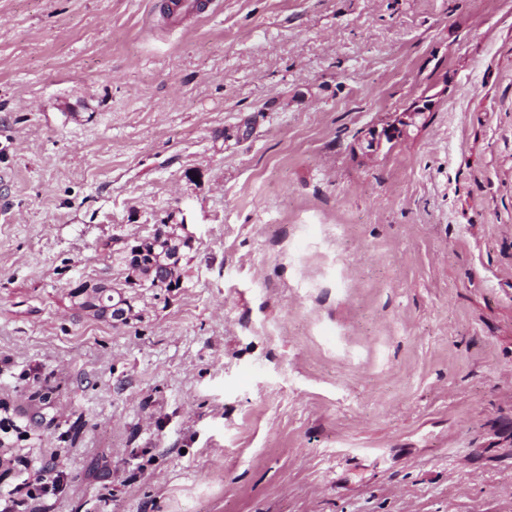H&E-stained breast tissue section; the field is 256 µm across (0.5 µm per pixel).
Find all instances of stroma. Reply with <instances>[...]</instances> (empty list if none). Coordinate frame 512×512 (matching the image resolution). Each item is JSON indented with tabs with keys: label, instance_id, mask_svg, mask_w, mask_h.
I'll use <instances>...</instances> for the list:
<instances>
[{
	"label": "stroma",
	"instance_id": "obj_1",
	"mask_svg": "<svg viewBox=\"0 0 512 512\" xmlns=\"http://www.w3.org/2000/svg\"><path fill=\"white\" fill-rule=\"evenodd\" d=\"M215 2L0 0V499L512 512V0ZM168 17L175 20L188 16L201 15L209 11L208 0H167ZM155 228L163 231L161 238H160V236H156L154 238ZM165 236H166V234L164 233L163 224H156V225H153V231L148 236L127 238V239H124V243L126 244V248L129 253V256L135 258L136 262H141L142 252L144 251V248L142 247V245L144 243L152 241L154 239L152 243L145 245L146 252H147V254L143 257V261L145 263L147 261H150V255L152 254V247L154 246V244L158 243L159 238L162 240ZM122 248H123V243L115 251H116V253H118L121 256L122 262L127 267V270H129L130 269L129 262L131 261V264H132L134 259L129 258L128 254L122 251ZM137 259H138V261H137ZM182 260L181 251L178 250L176 254L172 255L167 264H161L159 267H154L152 271H155V282L157 285L161 286V288H166L169 285V288H180V283L177 284V278L175 271ZM155 282L152 281L149 285L137 284V288H155ZM79 287L84 288V293L96 303L102 316L110 315L113 322L123 321L126 318L129 301L125 291L119 288H126L123 285L115 286L105 282L90 284L82 283ZM43 471V482H40V488L39 489H29L26 492V497L28 500H35L40 498V492L43 490H47L49 487L55 488L58 486L63 478H64V472L59 470L54 462L53 459L50 461H46L42 467Z\"/></svg>",
	"mask_w": 512,
	"mask_h": 512
}]
</instances>
